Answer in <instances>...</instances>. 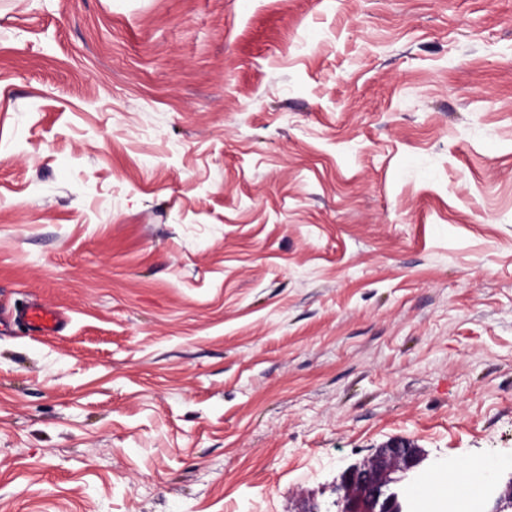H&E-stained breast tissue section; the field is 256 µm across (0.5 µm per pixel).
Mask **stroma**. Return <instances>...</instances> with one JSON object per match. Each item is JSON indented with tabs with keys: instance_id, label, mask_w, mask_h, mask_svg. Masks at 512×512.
Returning <instances> with one entry per match:
<instances>
[{
	"instance_id": "obj_1",
	"label": "stroma",
	"mask_w": 512,
	"mask_h": 512,
	"mask_svg": "<svg viewBox=\"0 0 512 512\" xmlns=\"http://www.w3.org/2000/svg\"><path fill=\"white\" fill-rule=\"evenodd\" d=\"M0 512H304L394 440L512 478V0H0ZM24 317L31 329L39 335L56 334L66 322L61 313L41 305L30 306L24 312Z\"/></svg>"
}]
</instances>
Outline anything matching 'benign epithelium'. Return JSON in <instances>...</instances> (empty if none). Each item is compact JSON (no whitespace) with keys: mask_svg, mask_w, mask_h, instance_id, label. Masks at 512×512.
Masks as SVG:
<instances>
[{"mask_svg":"<svg viewBox=\"0 0 512 512\" xmlns=\"http://www.w3.org/2000/svg\"><path fill=\"white\" fill-rule=\"evenodd\" d=\"M423 462L420 450L405 440L386 444L372 460L347 468L336 486L335 510L314 505L304 512H404L402 477Z\"/></svg>","mask_w":512,"mask_h":512,"instance_id":"obj_1","label":"benign epithelium"}]
</instances>
